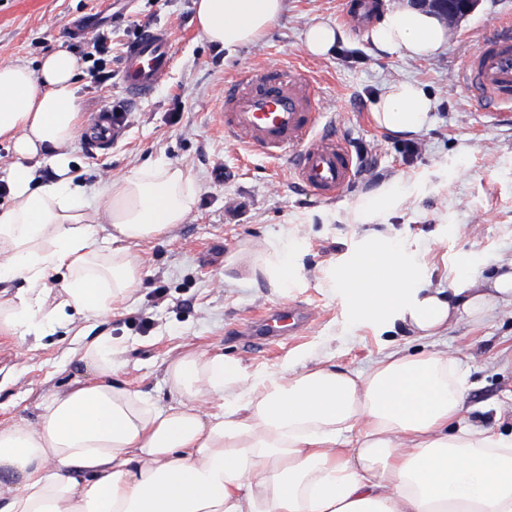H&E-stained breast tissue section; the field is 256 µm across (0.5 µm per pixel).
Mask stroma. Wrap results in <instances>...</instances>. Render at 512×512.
<instances>
[{
  "mask_svg": "<svg viewBox=\"0 0 512 512\" xmlns=\"http://www.w3.org/2000/svg\"><path fill=\"white\" fill-rule=\"evenodd\" d=\"M342 2L287 0L264 37L230 53L200 33L194 0H0V64L34 69L46 53L68 51L79 64L81 124L107 105L128 114L127 135L107 156L95 155L81 136L71 150L73 174L89 188L91 207L106 202L100 186L158 161L189 169L197 192L184 223L132 245L140 285L111 316L59 319L43 336L19 344L0 337L1 420L35 419L55 393L90 379L73 356L80 328L111 336L127 386L163 401L170 398L166 365L191 348L223 352L248 375L321 357L366 368L386 337L353 318L347 294L328 285L323 272L370 234L403 245L429 288L448 287L460 274L491 278L512 262V112L490 113L459 85L467 56L490 23L512 14V0H481L433 58L374 56L361 30L349 31L347 44L327 57L310 55L305 28L316 19L342 24ZM145 25L171 31L174 62L152 97L131 102L122 88L121 53ZM101 31L111 40L112 77L103 84L91 78L93 61L85 56ZM271 62L309 72L326 119L335 121L352 153H375L379 178H357L342 196L325 201L296 183L286 159L245 154L225 137L217 122L226 82ZM399 80L418 82L436 102L411 160L402 140L377 126L371 113L384 87ZM386 183L394 186L396 204L358 222L357 204ZM258 250L287 261L293 274L287 296L254 276ZM285 298L312 307L315 321L300 337L249 347L238 334L243 319ZM434 347L469 372L464 423L511 433L512 307L463 318Z\"/></svg>",
  "mask_w": 512,
  "mask_h": 512,
  "instance_id": "35a3bbf8",
  "label": "stroma"
}]
</instances>
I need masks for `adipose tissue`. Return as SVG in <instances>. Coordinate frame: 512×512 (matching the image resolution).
Returning <instances> with one entry per match:
<instances>
[{"instance_id":"ef3b65f1","label":"adipose tissue","mask_w":512,"mask_h":512,"mask_svg":"<svg viewBox=\"0 0 512 512\" xmlns=\"http://www.w3.org/2000/svg\"><path fill=\"white\" fill-rule=\"evenodd\" d=\"M208 42L235 51L262 37L286 0H196ZM372 47L419 60L450 38L437 14L401 0L366 32ZM77 63L57 51L38 70L0 65V137L16 161L0 209V335L40 333L44 280L61 275L53 313L110 314L137 288L132 244L183 223L195 205L189 170L137 169L91 208L71 175L79 130ZM433 98L390 83L372 106L385 131L430 126ZM53 181L40 183L39 165ZM355 314L419 339L444 336L461 315L512 305V270L416 286L396 244L365 237L331 270ZM92 380L52 396L36 423L0 421V512H512V436L463 424L466 375L447 352L396 347L363 372L318 360L244 376L238 361L190 350L165 368L171 404L147 401L119 378L106 335L83 341Z\"/></svg>"}]
</instances>
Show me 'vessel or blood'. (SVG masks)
Segmentation results:
<instances>
[{
	"label": "vessel or blood",
	"instance_id": "obj_1",
	"mask_svg": "<svg viewBox=\"0 0 512 512\" xmlns=\"http://www.w3.org/2000/svg\"><path fill=\"white\" fill-rule=\"evenodd\" d=\"M169 29L143 26L123 49L121 74L128 99L147 98L165 82L173 63ZM461 85L483 106L512 110V17L501 16L467 57ZM323 115L308 74L269 65L228 82L224 89L225 133L245 152L261 151L289 160L296 178L324 200L344 192L356 179L357 161L347 145L322 124ZM127 132L125 114L104 108L88 129L98 150L111 149ZM300 303L268 309L248 326V341L265 346L280 327L300 333L314 320Z\"/></svg>",
	"mask_w": 512,
	"mask_h": 512
}]
</instances>
